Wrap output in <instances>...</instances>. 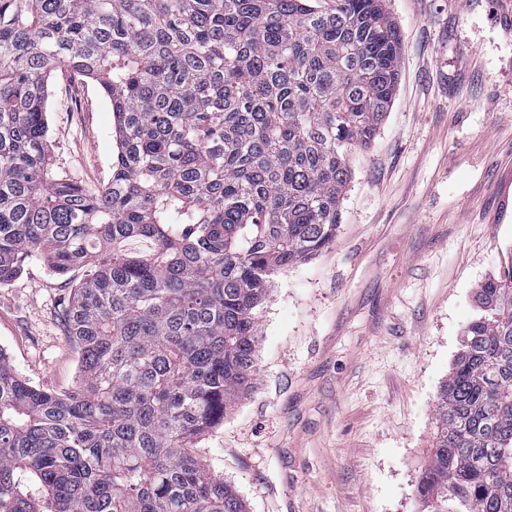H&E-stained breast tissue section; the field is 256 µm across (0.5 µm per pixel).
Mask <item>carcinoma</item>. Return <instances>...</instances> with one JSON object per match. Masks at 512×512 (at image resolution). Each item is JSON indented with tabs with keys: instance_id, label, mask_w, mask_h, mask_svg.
<instances>
[{
	"instance_id": "carcinoma-1",
	"label": "carcinoma",
	"mask_w": 512,
	"mask_h": 512,
	"mask_svg": "<svg viewBox=\"0 0 512 512\" xmlns=\"http://www.w3.org/2000/svg\"><path fill=\"white\" fill-rule=\"evenodd\" d=\"M384 2L0 0V285L35 256L84 269L76 390L0 352V512H247L194 442L254 388L271 276L336 238L348 157L396 95ZM59 70L110 102L95 193L51 172ZM475 302L417 487L428 512H512V262Z\"/></svg>"
}]
</instances>
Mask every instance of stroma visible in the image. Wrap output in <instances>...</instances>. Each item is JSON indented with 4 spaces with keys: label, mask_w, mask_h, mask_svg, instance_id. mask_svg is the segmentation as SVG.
Wrapping results in <instances>:
<instances>
[{
    "label": "stroma",
    "mask_w": 512,
    "mask_h": 512,
    "mask_svg": "<svg viewBox=\"0 0 512 512\" xmlns=\"http://www.w3.org/2000/svg\"><path fill=\"white\" fill-rule=\"evenodd\" d=\"M400 80L372 146L350 158L335 241L272 277L254 390L199 437L247 512H423L440 391L478 286L512 260V0H386ZM52 170L112 176L100 88L50 81ZM82 270L26 260L0 286V352L36 388L74 390L64 316Z\"/></svg>",
    "instance_id": "1"
}]
</instances>
